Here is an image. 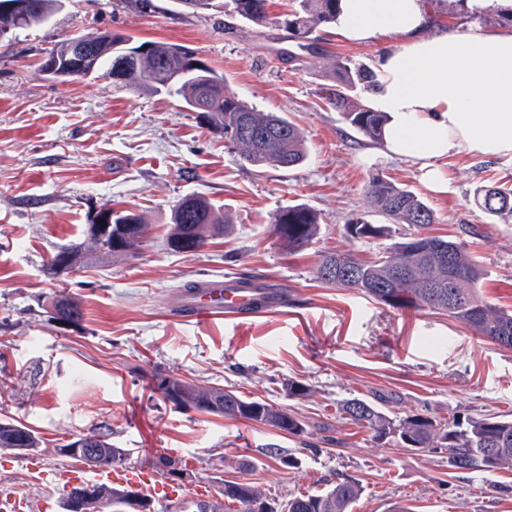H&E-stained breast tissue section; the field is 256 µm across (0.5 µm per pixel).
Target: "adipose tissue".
Listing matches in <instances>:
<instances>
[{
    "label": "adipose tissue",
    "instance_id": "obj_1",
    "mask_svg": "<svg viewBox=\"0 0 512 512\" xmlns=\"http://www.w3.org/2000/svg\"><path fill=\"white\" fill-rule=\"evenodd\" d=\"M421 0H341L337 31L402 40L377 62L373 104L387 113L388 152L442 188L440 160L469 152L512 162V33L421 35Z\"/></svg>",
    "mask_w": 512,
    "mask_h": 512
}]
</instances>
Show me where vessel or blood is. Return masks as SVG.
I'll use <instances>...</instances> for the list:
<instances>
[{
	"label": "vessel or blood",
	"mask_w": 512,
	"mask_h": 512,
	"mask_svg": "<svg viewBox=\"0 0 512 512\" xmlns=\"http://www.w3.org/2000/svg\"><path fill=\"white\" fill-rule=\"evenodd\" d=\"M287 305L286 293L272 291L259 284L242 288L234 280H207L201 288L183 293L179 309L181 318L188 322L213 318L243 321L256 317L269 308H284ZM94 478L111 486L147 485L151 482L150 475L136 467L100 469L95 471Z\"/></svg>",
	"instance_id": "vessel-or-blood-1"
}]
</instances>
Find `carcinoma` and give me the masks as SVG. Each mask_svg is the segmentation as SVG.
<instances>
[{"label": "carcinoma", "mask_w": 512, "mask_h": 512, "mask_svg": "<svg viewBox=\"0 0 512 512\" xmlns=\"http://www.w3.org/2000/svg\"><path fill=\"white\" fill-rule=\"evenodd\" d=\"M14 0H0V36L14 30L44 24L63 0H30L27 17L18 19L10 7ZM268 0H177L183 10L192 12L227 11L242 21L256 25L267 19ZM291 13L286 27L290 38L301 49L314 51L313 31L336 23L339 0H290ZM88 49L95 72L114 74L122 66L118 81L150 93L165 92L176 97L185 108L197 112L213 128L224 132L240 159L258 171L268 167L293 168L305 162L308 145L304 132L284 115L265 111L244 100L229 81L204 63L186 62L190 50L164 41H139L118 31H95L58 41L49 51L61 60L73 43ZM336 84L326 89L329 103L346 121L368 139L382 140L388 116L370 105L353 99L360 85L372 82L371 71L361 65L334 60ZM368 206L386 223L371 224L359 217L345 225V236L354 242L390 241L372 260H364L351 250L325 252L319 256L315 275L322 283L360 293L392 309H416L439 313L465 325L474 335L500 347L512 348V313L484 300L479 292L482 271L461 244L425 233L436 223L433 209L416 192L374 177L366 186ZM477 204L488 214H512V190L485 187ZM409 224L417 233L393 240L392 225ZM142 218L131 210L112 208V251L114 258L134 254L146 242ZM318 216L303 205H288L277 211L270 225L280 246L292 253L305 249L320 233ZM231 231L228 215L202 195H186L170 213L166 236L174 252L197 253L218 237ZM69 260L72 267L83 259L79 245L66 246L44 264L45 277L61 274L60 264ZM72 307L56 320L79 327L83 320L80 298L71 296ZM151 390L163 402L178 410L193 409L241 419L279 430L293 437L307 433L308 423L299 414L273 402L246 398L224 387H202L177 375H152ZM386 399L353 397L340 405V415L365 431L377 445H394L409 450L442 454L448 468L479 472L488 477L512 470V418L485 416L461 418L455 412L443 416L436 411H410L402 416L387 412ZM93 447L99 449L97 468L113 466L119 459L127 464L131 452L119 448L101 432L95 433ZM42 441L36 431L9 416H0V448L29 455L40 451ZM162 476L188 479L191 474L170 456L158 457ZM97 497L88 503L89 512H129L126 500L129 486L94 485ZM363 491L359 481L344 476L328 488L289 498L268 512H352ZM224 505L209 501L192 504L191 512H254L258 505H269L261 489L235 481L224 482Z\"/></svg>", "instance_id": "1"}]
</instances>
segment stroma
Masks as SVG:
<instances>
[{
	"instance_id": "stroma-1",
	"label": "stroma",
	"mask_w": 512,
	"mask_h": 512,
	"mask_svg": "<svg viewBox=\"0 0 512 512\" xmlns=\"http://www.w3.org/2000/svg\"><path fill=\"white\" fill-rule=\"evenodd\" d=\"M423 7L427 34L512 30V18L472 14L464 0H423ZM287 10L288 0H269L265 24L254 25L221 13L180 14L175 0H152L137 11L121 0H65L47 24L0 38V379L10 385L0 415L42 440L31 457L0 449V497L62 512L60 489L76 462L56 448L95 430L131 449L130 466L152 473L153 483L188 497L216 495L233 480L284 502L352 476L363 487L353 512H389L396 502L414 512H512V472H454L441 455L377 446L337 413L343 400L381 395L401 415L426 408L512 415V349L446 316L394 310L314 276L322 251H380L374 241L349 243L344 226L373 220L365 187L381 174L427 200L436 215L431 234L464 244L483 269L485 300L511 312L512 215L485 214L474 193L488 183L512 189V163L463 152L442 163L445 190L429 189L414 164L364 138L322 94L334 80V58L371 67L400 39L353 43L330 26L319 32L320 52L291 62L280 55L297 47L283 23ZM95 30L190 48L240 96L299 125L307 162L259 173L225 146L222 133L167 95L108 77L53 83L39 76V61L58 40ZM191 194L225 208L233 230L190 255L168 249L165 237L172 205ZM113 204L151 226L138 257L92 254L73 272L46 279L44 261L83 242L95 213ZM296 204L318 214L321 232L290 253L269 225L278 210ZM226 276L272 282L287 293L288 309L243 323L178 319L185 282ZM61 290L81 297L80 327L52 319L50 304ZM154 372L235 388L327 431L294 438L174 409L151 392ZM291 380L308 384L310 395L290 398ZM272 447L298 457L300 467L282 466L269 456ZM162 454L179 459L193 479L156 474ZM36 464L54 472V481H42Z\"/></svg>"
}]
</instances>
